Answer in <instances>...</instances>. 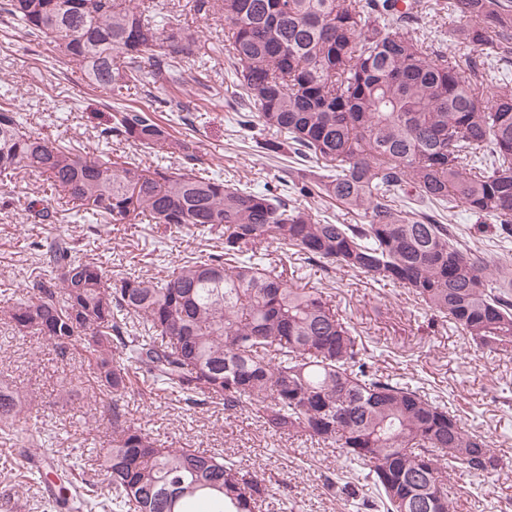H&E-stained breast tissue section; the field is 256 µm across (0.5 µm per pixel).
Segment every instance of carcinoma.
Instances as JSON below:
<instances>
[{
    "label": "carcinoma",
    "instance_id": "1",
    "mask_svg": "<svg viewBox=\"0 0 512 512\" xmlns=\"http://www.w3.org/2000/svg\"><path fill=\"white\" fill-rule=\"evenodd\" d=\"M461 67L413 36L410 0H195L224 20L230 75L242 90L237 124L270 136L265 155L290 152L323 173L240 187L196 174L194 156L153 113L117 106L104 139L184 155L140 168L124 153L85 159L0 104V175L51 183L89 223L196 229L222 251L180 260L163 279L112 275L63 237L33 241L44 276L0 309V320L43 337L56 357L76 350L110 399L104 479L74 512H256L268 492L222 452L168 448L127 415L136 378L189 407L248 408L274 435L338 448L367 470L366 491L338 473L327 487L359 512H454L448 477L490 474L501 459L445 404L373 365V350L318 288H299L256 256L277 244L304 265L340 267L411 291L433 317L490 352H512L507 255L460 244L448 214L462 206L512 242V82L481 76L484 50L512 48L509 0H450ZM0 15L95 86L156 81L195 61L198 34L137 0H0ZM328 198L360 217L334 224L296 197ZM19 393L0 384V432L19 433Z\"/></svg>",
    "mask_w": 512,
    "mask_h": 512
}]
</instances>
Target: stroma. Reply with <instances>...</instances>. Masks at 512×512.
Instances as JSON below:
<instances>
[{
    "mask_svg": "<svg viewBox=\"0 0 512 512\" xmlns=\"http://www.w3.org/2000/svg\"><path fill=\"white\" fill-rule=\"evenodd\" d=\"M146 6L169 14L173 24L200 34L204 67L183 65L176 82L165 86L152 78L123 90L122 104L154 112L184 141L198 169L221 174L232 183L261 185L285 175L287 157L271 160L258 152L247 134L238 132L230 103L234 86L224 54L211 52V42L223 39L224 24L195 14L193 0H144ZM448 0H418L419 36L436 34L445 50L459 51L455 17L447 15ZM0 98L15 104L30 129L42 137L75 148L93 161L112 151L127 154L148 168L158 152L127 142L105 143L100 131L115 104L109 90L88 83L73 65L58 62L47 46L37 45L0 20ZM196 101L202 116L183 119L181 108ZM11 205L0 210V306L19 297L26 282L41 268L28 250L30 239L65 236L76 245L91 244L94 257L121 259V271L143 277L170 274L174 261L208 249L207 241L191 233L171 240L154 225L83 223L71 205L57 202L49 182L21 172L0 184ZM43 200L52 217L34 221L28 204ZM299 285L323 289L340 315L370 341L378 366L405 379H421L430 396L457 411L467 429L486 437L504 461L495 474L482 477L456 473L448 485L455 512H512V353H486L461 331L431 319L416 298L396 285H379L351 273L300 268ZM20 393L35 392L44 409L28 417L44 447L55 456H73L81 463L75 480L97 477L99 452L107 447L110 425L106 401L79 359L56 360L42 337L15 334L0 323V382ZM131 417L140 419L153 435L172 448L217 449L235 456L263 477L273 490L267 512H356L350 501L332 493L324 475L339 472L338 451L300 440L268 434L252 413L229 414L223 405L188 408L160 396L147 384L135 382L124 399ZM21 443L0 433V512H42L44 484L26 468Z\"/></svg>",
    "mask_w": 512,
    "mask_h": 512,
    "instance_id": "1",
    "label": "stroma"
}]
</instances>
